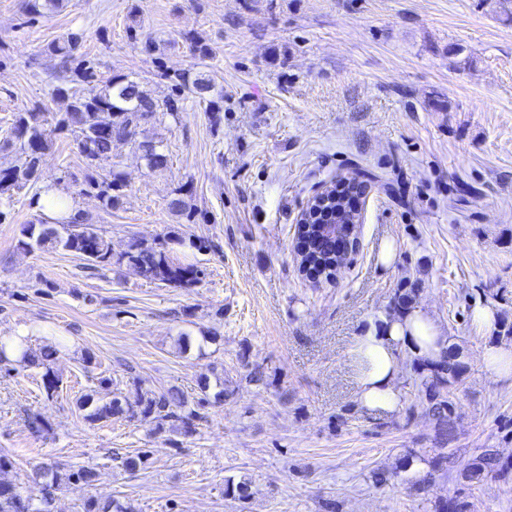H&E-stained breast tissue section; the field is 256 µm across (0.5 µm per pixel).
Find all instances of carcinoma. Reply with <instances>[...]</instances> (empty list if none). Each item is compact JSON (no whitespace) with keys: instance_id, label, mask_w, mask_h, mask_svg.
Segmentation results:
<instances>
[{"instance_id":"1","label":"carcinoma","mask_w":512,"mask_h":512,"mask_svg":"<svg viewBox=\"0 0 512 512\" xmlns=\"http://www.w3.org/2000/svg\"><path fill=\"white\" fill-rule=\"evenodd\" d=\"M60 4L61 0H26L24 9L29 14L42 16ZM81 41L80 35L71 33L47 48L48 55L55 61V84L51 94L69 101L67 110L56 115V127L75 134L78 151L84 159L85 174L79 193L95 195L102 206L110 210L119 205L126 187L122 174L112 166L114 147L131 141L136 130L155 120L159 113L176 115L186 94H194L201 99L205 94H211L209 107L217 124L221 121L224 93L214 92L211 81L201 73L170 75L163 71L160 76L170 81L171 93L159 102L135 77L114 75L102 80L96 63L81 52ZM45 116L44 112H20L15 116L3 144L19 145L20 163L0 169V196L9 197L15 191L34 188L35 196L39 197L54 188L52 184L38 185L39 163L49 149L44 130ZM135 145L149 168L167 165V155L153 139L145 135ZM337 206L338 203L331 199L321 206L318 215L310 216V223L296 226L295 250L299 256V272L315 283L336 279V265L341 258L336 256L335 240L323 234L319 224L336 223ZM22 234L24 239L19 241V246L24 250L34 244L40 247L59 246L80 256L85 261V268L94 273L112 267L111 241L99 227L88 223L80 211L62 215L51 224H28ZM121 261L142 277L175 287L190 288L200 281V271L196 266L174 260L164 247L135 241ZM57 353L53 346H47L38 353L27 347L20 360L25 367L45 369L42 383L49 400L54 397L60 383L50 367ZM413 371L416 373L413 386L423 411L437 421L441 435L451 433V420L455 413L451 388L460 379V363L445 355L431 364L428 372L416 367ZM78 407L87 411L86 419L92 423L106 422L128 411L133 416L139 414L159 424L167 420L177 421L187 433L194 422L201 419V403L189 401L177 389L163 392L139 390L132 404H124L118 397L108 399L86 394L79 398ZM489 473L505 479L512 473V462L501 461L495 451L487 449L467 466L464 477L473 481ZM35 477L40 479L37 505L14 484L0 480V512H51L53 501L63 488V480L47 465L38 467Z\"/></svg>"}]
</instances>
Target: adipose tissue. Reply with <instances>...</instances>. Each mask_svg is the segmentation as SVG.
Here are the masks:
<instances>
[{
	"label": "adipose tissue",
	"instance_id": "adipose-tissue-1",
	"mask_svg": "<svg viewBox=\"0 0 512 512\" xmlns=\"http://www.w3.org/2000/svg\"><path fill=\"white\" fill-rule=\"evenodd\" d=\"M449 349L441 327L420 306L412 305L369 321L355 336L351 354L361 366L356 400L373 412L392 414L401 406L399 376L404 364L426 367Z\"/></svg>",
	"mask_w": 512,
	"mask_h": 512
}]
</instances>
